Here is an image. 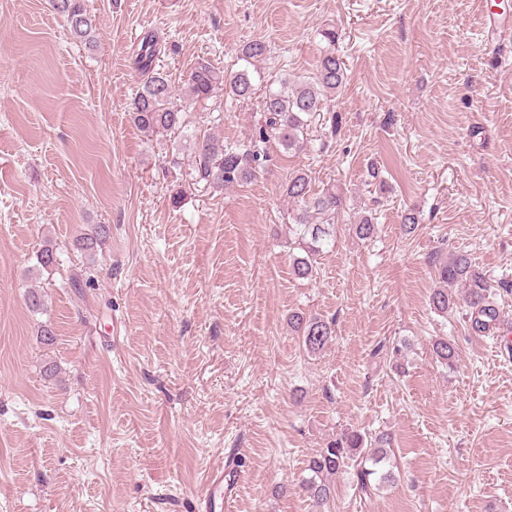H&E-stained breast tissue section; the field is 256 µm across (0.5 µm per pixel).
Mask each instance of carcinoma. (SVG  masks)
Segmentation results:
<instances>
[{
  "label": "carcinoma",
  "instance_id": "obj_1",
  "mask_svg": "<svg viewBox=\"0 0 512 512\" xmlns=\"http://www.w3.org/2000/svg\"><path fill=\"white\" fill-rule=\"evenodd\" d=\"M52 8L66 22L70 33L87 42L93 41L97 16L88 9L86 0H51ZM327 43L316 72L309 77L290 79L285 76L278 87H267L260 101L261 122L251 137L237 144H222L210 136L193 141V158L188 172L191 184L206 189H222L246 182L271 161L267 144L276 140L287 151L307 148L304 131L328 101L340 93L347 83V67L336 54V30H321ZM156 36L147 33L135 54V69L142 75V85L129 103L133 123L147 137L165 136L179 130L184 122L182 106L178 105L166 75L155 69L159 54ZM269 46L263 40H252L239 50L240 68L222 74L202 59L188 76L184 94L199 102L213 96L218 90L236 101H245L256 94V79L261 77L260 63L267 57ZM284 193L294 204L289 214L288 245H296L304 252L293 257L292 271L299 279L314 274L316 256L333 237L336 218L344 208V198L336 186L314 191L312 181L304 170H296L288 177ZM371 215L362 216L354 225L355 235L368 240L377 233ZM108 228L98 226L95 234L79 242L88 256H93L105 241ZM436 287L430 294L431 307L440 314H448L458 305L466 308L470 329L485 333L495 321L498 311L492 301L491 284L485 274L472 263L464 252H456L435 266ZM292 330L301 338L305 350L311 354L322 351L333 340V322L319 316H308L301 311L288 315ZM433 355L442 364L453 366L458 356L455 344L440 338L433 344ZM391 437L379 434L373 439L358 431L345 432L327 447L310 458V476L302 482V489L315 503L327 505L335 493L332 479L353 466L357 485L367 495L373 485L393 479L392 472L379 468L389 457Z\"/></svg>",
  "mask_w": 512,
  "mask_h": 512
}]
</instances>
